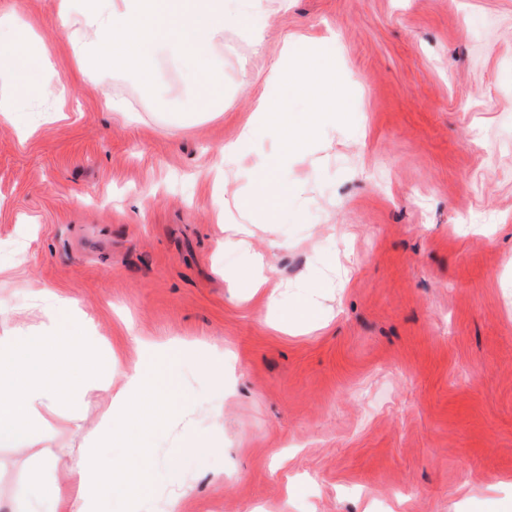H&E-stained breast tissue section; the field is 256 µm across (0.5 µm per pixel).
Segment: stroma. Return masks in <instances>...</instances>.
I'll list each match as a JSON object with an SVG mask.
<instances>
[{
	"instance_id": "1",
	"label": "stroma",
	"mask_w": 512,
	"mask_h": 512,
	"mask_svg": "<svg viewBox=\"0 0 512 512\" xmlns=\"http://www.w3.org/2000/svg\"><path fill=\"white\" fill-rule=\"evenodd\" d=\"M10 9L49 49L47 80L79 93L68 120L44 123L53 102L31 90L0 122V336L37 325L44 288L93 317L114 375L150 367L147 342L224 361L218 392L180 360L195 409L152 421L141 454L158 480L130 512L178 493L181 512H512V0H263L262 40L224 31L223 110L191 116L176 62L156 68L162 105L70 56L55 0ZM290 35L321 41L352 109L289 159L287 218L253 213L267 310L226 282L241 257L219 245L214 202L241 222L279 142L257 131L225 184L212 166ZM102 85L131 121L100 106ZM307 297L314 331L274 327ZM106 407L89 392L39 433L76 457ZM193 431L210 451L188 453ZM38 477L34 449L0 447V512Z\"/></svg>"
}]
</instances>
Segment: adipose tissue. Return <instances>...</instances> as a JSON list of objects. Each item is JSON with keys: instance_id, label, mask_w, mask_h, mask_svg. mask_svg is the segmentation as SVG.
Here are the masks:
<instances>
[{"instance_id": "adipose-tissue-1", "label": "adipose tissue", "mask_w": 512, "mask_h": 512, "mask_svg": "<svg viewBox=\"0 0 512 512\" xmlns=\"http://www.w3.org/2000/svg\"><path fill=\"white\" fill-rule=\"evenodd\" d=\"M260 0L248 8L233 7L231 0H58L56 21L67 32V47L84 65L134 71L150 90H157L155 62L177 57L194 88L182 104L186 112H206L224 104V60L215 47L224 39V29L233 24L253 37H260L255 23ZM32 26L16 21L15 13L0 12V78L23 88L20 71L49 66V58L36 48ZM275 84L272 95L256 96L255 122L245 124L236 140L224 143L214 179L222 181L227 164L251 142L257 127L274 131L279 149L263 164L259 181L261 202L269 203L272 223H279L288 201V184L280 173L304 138L330 120L336 109L347 108L337 98L333 70L318 43L288 39L264 78ZM302 97L306 112H295L292 99ZM216 223L224 227V239L243 257L235 279L247 299L271 303L265 288L264 255L255 252L243 225L224 221L223 209L215 211ZM40 317L36 331L20 330L0 336V447L27 448L36 437L42 412L55 406L61 396L80 404L88 391L104 392L109 401L94 437L81 456L65 463L49 450H41L46 475L37 482H22L14 499L27 512H112L114 488L135 476V492L149 494L154 484L149 461L134 455L106 461L104 445L112 441L144 439L145 417H167L187 407L188 396L177 385L174 360L186 350L177 344L152 348L153 374L134 366L113 384L111 370L103 368L96 353L100 339L92 335L93 321L78 302L49 290L34 299Z\"/></svg>"}]
</instances>
